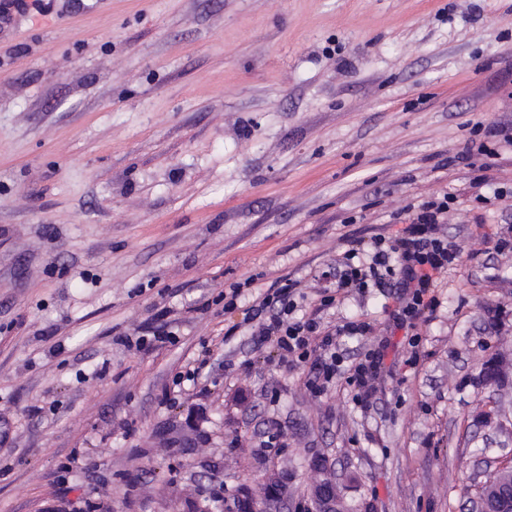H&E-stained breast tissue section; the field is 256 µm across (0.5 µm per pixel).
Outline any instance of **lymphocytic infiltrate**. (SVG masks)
Returning <instances> with one entry per match:
<instances>
[{"label": "lymphocytic infiltrate", "instance_id": "obj_1", "mask_svg": "<svg viewBox=\"0 0 512 512\" xmlns=\"http://www.w3.org/2000/svg\"><path fill=\"white\" fill-rule=\"evenodd\" d=\"M450 201V196L445 195L419 204L399 236H379L367 246L348 240L347 250L329 270L330 277L341 289H397L399 306L391 314L393 325L399 330L412 329L417 320L433 312L438 279L459 259L458 247L450 245L444 233ZM300 296L297 282L285 277L271 284L245 310L242 322L250 326L254 344L272 345L285 361H312L316 370L309 382L312 389L342 376L355 402H368L373 381L383 365L384 350L370 352L364 362L349 367L336 348L335 338L342 334L368 335L373 330L372 323L350 320L330 328L314 314L296 317Z\"/></svg>", "mask_w": 512, "mask_h": 512}]
</instances>
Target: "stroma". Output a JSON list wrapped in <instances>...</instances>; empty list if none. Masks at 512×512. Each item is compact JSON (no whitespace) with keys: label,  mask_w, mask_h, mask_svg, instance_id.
I'll return each mask as SVG.
<instances>
[{"label":"stroma","mask_w":512,"mask_h":512,"mask_svg":"<svg viewBox=\"0 0 512 512\" xmlns=\"http://www.w3.org/2000/svg\"><path fill=\"white\" fill-rule=\"evenodd\" d=\"M0 29V512H224L313 458L353 512H469L512 454V0H26ZM453 196L459 246L418 321L339 293L387 344L374 403L310 391L224 291L298 281L313 310L345 236ZM170 343L133 348L157 326ZM196 381H186L189 370ZM273 448L262 449L269 435ZM479 133H483L485 141H480L477 145L475 141L467 143L464 147L465 154H471L476 151L479 155L494 156L497 153L494 149H491L488 145V141H493V145L504 142L512 146V126L507 125H479ZM483 126V127H482ZM476 148V149H475Z\"/></svg>","instance_id":"stroma-1"}]
</instances>
